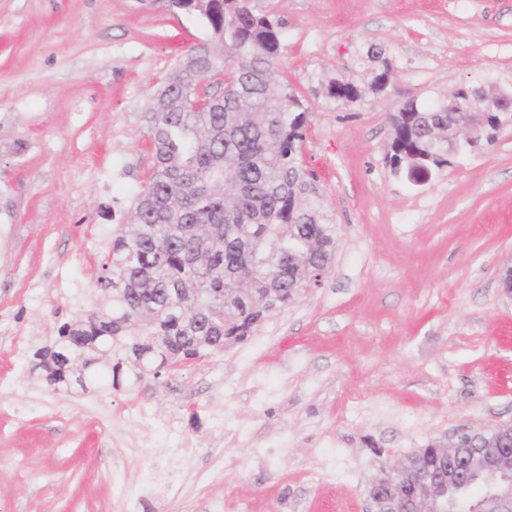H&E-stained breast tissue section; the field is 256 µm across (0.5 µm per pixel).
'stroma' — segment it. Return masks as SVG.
<instances>
[{"instance_id":"obj_1","label":"stroma","mask_w":512,"mask_h":512,"mask_svg":"<svg viewBox=\"0 0 512 512\" xmlns=\"http://www.w3.org/2000/svg\"><path fill=\"white\" fill-rule=\"evenodd\" d=\"M252 4L279 21L277 80L310 113L333 268L224 351L64 393L18 370L12 342L33 354L104 305L100 264L152 170L148 109L210 33L140 0H0V512H365L382 466L512 425V127L420 186L389 164L405 99L512 81V0ZM336 78L359 97H330ZM141 407L194 445L147 499L170 440Z\"/></svg>"}]
</instances>
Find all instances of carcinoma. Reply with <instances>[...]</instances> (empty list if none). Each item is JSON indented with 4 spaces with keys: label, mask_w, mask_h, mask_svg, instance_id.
Segmentation results:
<instances>
[{
    "label": "carcinoma",
    "mask_w": 512,
    "mask_h": 512,
    "mask_svg": "<svg viewBox=\"0 0 512 512\" xmlns=\"http://www.w3.org/2000/svg\"><path fill=\"white\" fill-rule=\"evenodd\" d=\"M156 7L199 15L221 55L192 52L151 107L154 165L137 195L132 227L112 238L101 264L109 307L58 325L33 353L32 370L54 390L85 391L111 371L159 378L185 361L242 340L265 315L300 296L331 267L333 225L308 181L300 156L308 111L288 83L276 85L283 52L279 23L250 0H153ZM223 71L224 95L196 106V85ZM336 99L358 97L336 79ZM473 99L448 112L416 98L394 117V173L448 165V124L473 118ZM205 224L206 234L195 231ZM494 433L458 442L457 455L483 454ZM398 482L437 476L446 458L430 444L409 456ZM464 495L447 512H482L485 473H469Z\"/></svg>",
    "instance_id": "obj_1"
}]
</instances>
